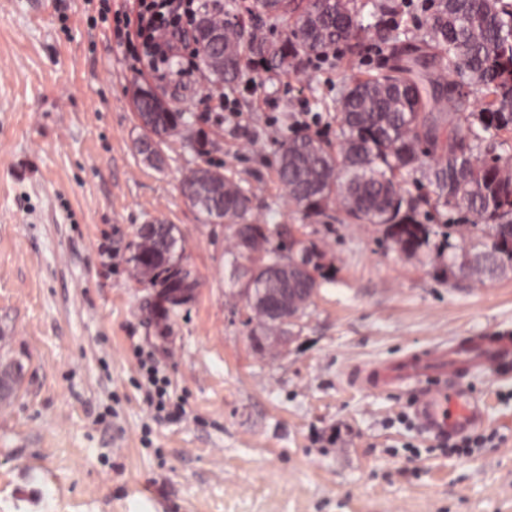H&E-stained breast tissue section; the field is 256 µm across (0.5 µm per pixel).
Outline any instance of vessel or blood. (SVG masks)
Returning a JSON list of instances; mask_svg holds the SVG:
<instances>
[{
	"mask_svg": "<svg viewBox=\"0 0 512 512\" xmlns=\"http://www.w3.org/2000/svg\"><path fill=\"white\" fill-rule=\"evenodd\" d=\"M510 353L512 335L477 336L460 350H433L414 355L392 368L363 377L362 383L384 391L426 381V388L414 402L418 420L437 433L461 432L480 422L482 409L468 399L462 383L447 388L442 386V379L470 368L495 373L501 359Z\"/></svg>",
	"mask_w": 512,
	"mask_h": 512,
	"instance_id": "obj_1",
	"label": "vessel or blood"
}]
</instances>
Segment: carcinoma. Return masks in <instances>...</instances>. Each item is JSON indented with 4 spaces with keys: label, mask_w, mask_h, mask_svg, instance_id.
<instances>
[{
    "label": "carcinoma",
    "mask_w": 512,
    "mask_h": 512,
    "mask_svg": "<svg viewBox=\"0 0 512 512\" xmlns=\"http://www.w3.org/2000/svg\"><path fill=\"white\" fill-rule=\"evenodd\" d=\"M423 33L414 42L394 40L374 74L351 84L339 102L336 145L296 135L283 146L277 177L296 206L318 213L329 205L355 222L378 224L409 254L424 251L431 238L445 237L456 266L474 258L483 275L512 270V157L497 152L512 134V0H426ZM358 0H253L260 15L286 17L285 40L269 42L245 32L238 5L204 4L197 28V69L203 81L232 85L245 55L285 64L320 58L338 45L360 49L362 12ZM379 19L394 21L398 0L372 4ZM468 90L482 94L479 127L458 124L456 104ZM137 120L146 132L139 153L161 162L157 146L174 137L197 154L207 153L205 135L185 113L160 104L159 93L133 84ZM501 136L486 143L485 134ZM417 192L402 184L413 174ZM183 198L209 223L227 230L228 254L243 273L252 264L307 256L320 270L317 245L288 234L273 247L266 225L252 218L251 196L218 166L190 169L180 182ZM445 210L458 222L425 224L422 213ZM483 225L467 248L451 242L460 223ZM182 238L160 220L140 225L129 258L133 277L160 289L171 307L185 303L197 287L195 269L182 263Z\"/></svg>",
    "instance_id": "obj_1"
}]
</instances>
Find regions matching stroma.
<instances>
[{
    "mask_svg": "<svg viewBox=\"0 0 512 512\" xmlns=\"http://www.w3.org/2000/svg\"><path fill=\"white\" fill-rule=\"evenodd\" d=\"M127 0H0V355L21 361L0 402V512H512V360L465 382L474 432L500 443L452 455L419 431L409 395L349 372L425 348L512 332V274H448L442 238L408 254L377 224L291 203L274 160L294 135L335 141L354 75L386 60L380 33L357 55L299 68L247 63L236 85L159 79L102 7ZM170 95L208 136L159 165L138 152L132 82ZM222 165L257 223L314 241L317 296L287 353L247 321L224 253L179 183ZM160 219L198 274L186 303L128 274L136 229ZM168 377L180 417L154 416L143 357Z\"/></svg>",
    "mask_w": 512,
    "mask_h": 512,
    "instance_id": "obj_1",
    "label": "stroma"
}]
</instances>
